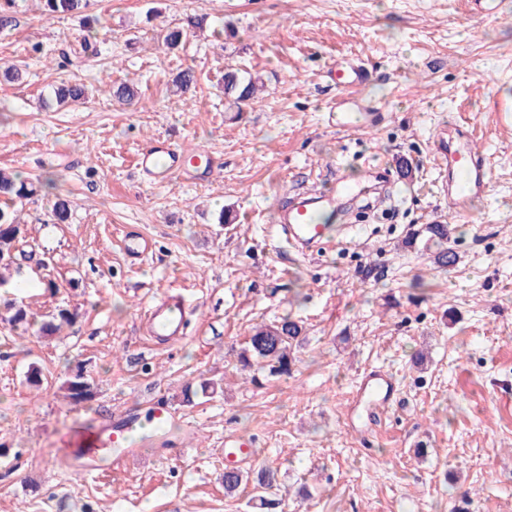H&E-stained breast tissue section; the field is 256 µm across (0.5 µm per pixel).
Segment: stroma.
Listing matches in <instances>:
<instances>
[{
    "instance_id": "1",
    "label": "stroma",
    "mask_w": 512,
    "mask_h": 512,
    "mask_svg": "<svg viewBox=\"0 0 512 512\" xmlns=\"http://www.w3.org/2000/svg\"><path fill=\"white\" fill-rule=\"evenodd\" d=\"M92 2L91 25L15 0L17 24L0 30V65L23 71L0 82V168L56 178L54 192L18 208L9 282L33 328L11 331L0 302V512H255L251 490L224 492L228 432L254 441L246 472L277 469L283 512H512V0L492 19L458 0ZM190 16L200 27L167 49V29ZM342 58L367 67L356 95L381 108L378 125L330 123L338 92L327 70ZM229 65L265 84L236 119ZM185 68L197 84L174 95ZM72 80L87 100L57 106L54 88ZM116 82L137 98L113 100ZM450 122L471 127L491 173L468 219L438 195L426 161ZM157 137L223 165L206 182L151 183L135 158ZM379 163L413 177L385 189L382 223L365 224ZM340 177L364 193L337 215L334 245H281L282 195L331 190ZM59 197L70 202L65 224L52 217ZM223 210L231 223H219ZM425 224L451 229L447 270L405 245ZM128 227L156 243L138 265L118 246ZM167 293L197 314L183 338L156 343L141 313ZM62 308L74 322L41 336ZM284 317L303 328L293 373L242 368L252 328ZM33 364L37 388L25 380ZM79 367L95 396L75 404L62 384ZM374 370L395 378L397 399L365 433L349 419ZM203 379L221 391L183 404L184 386ZM157 397L194 422L193 435L105 474L66 463L73 428Z\"/></svg>"
}]
</instances>
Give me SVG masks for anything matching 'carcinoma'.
<instances>
[{
	"instance_id": "cac0c4a2",
	"label": "carcinoma",
	"mask_w": 512,
	"mask_h": 512,
	"mask_svg": "<svg viewBox=\"0 0 512 512\" xmlns=\"http://www.w3.org/2000/svg\"><path fill=\"white\" fill-rule=\"evenodd\" d=\"M42 12L48 17L58 14H77L88 8V0H41ZM260 77L252 74L243 76L236 70L224 72V99L230 107L240 113L257 98ZM197 76L193 69L186 68L177 73L173 80L176 91L186 93L196 86ZM56 99L62 103L82 101L86 97L83 84L70 82L59 86L55 91ZM56 187L53 179L46 178L34 183L19 173L8 172L0 168V268L6 269L15 264L16 244L22 233L21 224L13 206L16 202L27 200L41 188L46 191ZM450 229L446 224H427L413 234L406 244L411 246L417 240L423 241V250L432 251L433 263L441 268L448 267V239ZM12 311L10 322L14 329L26 330L30 324L29 314L25 307L10 303ZM302 327L295 321L285 317L271 324L257 325L252 329L247 346L240 356V363L246 367L258 364L268 369L270 375H287L291 371L290 348L299 341ZM68 398L78 404L93 397V386L83 370L74 372L64 383ZM217 390V385L203 380L197 386L186 385L183 391V402L192 403L199 396L207 397ZM253 484L254 498L260 508L266 512H276L280 500L276 498L278 487L277 470L263 468L255 477L239 470L224 472V491L227 494L236 492L241 486Z\"/></svg>"
}]
</instances>
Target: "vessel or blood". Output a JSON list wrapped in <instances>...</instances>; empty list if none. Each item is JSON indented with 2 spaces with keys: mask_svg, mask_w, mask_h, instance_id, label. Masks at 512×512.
<instances>
[{
  "mask_svg": "<svg viewBox=\"0 0 512 512\" xmlns=\"http://www.w3.org/2000/svg\"><path fill=\"white\" fill-rule=\"evenodd\" d=\"M328 76L345 97L350 95L352 89L368 81L367 71L353 59L337 61L329 68ZM186 156V151L174 147L169 140L157 138L142 147L136 168L143 178L154 183L168 182L178 173L192 181L205 182L222 165L219 157L205 153L190 168L186 165ZM428 159L438 173L436 188L439 195L447 198L457 213L470 214L472 202L487 196L491 185L490 173L484 158L474 147L470 127L458 125L453 132L435 134L430 142ZM337 197H302L282 204L279 222L286 239L302 250L330 242L331 230L326 217L335 213ZM120 243L129 259L135 263L154 250L153 239L139 232H124ZM190 316L180 295L166 294L145 306L142 320L148 336L158 341H170L185 336ZM395 392L394 380L377 371L367 374L358 390L365 411L370 415L388 408ZM145 424L158 430L174 426L184 434L193 431L192 425L175 419L165 405L157 402L147 411L129 408L114 415L107 424L80 431L79 441L69 445L67 456L80 473L98 471L108 464L120 466L142 453L144 447L156 444L157 439L153 436L144 438L140 443L133 442V435ZM251 446L248 438L226 435L225 465L235 467L247 461Z\"/></svg>",
  "mask_w": 512,
  "mask_h": 512,
  "instance_id": "obj_1",
  "label": "vessel or blood"
}]
</instances>
